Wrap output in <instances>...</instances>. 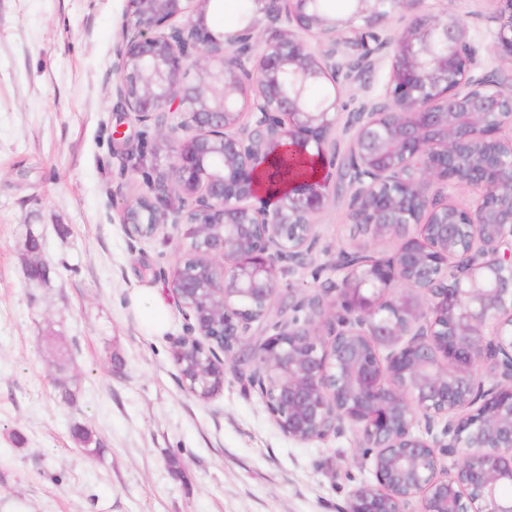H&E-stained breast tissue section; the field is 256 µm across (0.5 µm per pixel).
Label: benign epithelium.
Segmentation results:
<instances>
[{"mask_svg":"<svg viewBox=\"0 0 512 512\" xmlns=\"http://www.w3.org/2000/svg\"><path fill=\"white\" fill-rule=\"evenodd\" d=\"M208 2L127 0L116 63L121 111L170 160L122 224L139 240L172 224L187 243L167 278L190 320L172 351L187 390L222 391L229 357L288 438L355 430L376 484L353 489L345 512L415 500L419 512H512V83L486 71L457 14L426 0H351L343 17L318 0H254L263 20L217 35ZM499 2L488 32L512 63V0ZM344 45L360 54L344 60ZM386 49L385 95L345 125L349 221L368 243L340 253V280L293 292L255 339L336 192L340 89ZM324 81L333 92L307 106ZM285 140L325 167L273 207L256 178L279 181L269 159ZM463 185L481 190L472 208L451 198ZM173 187L179 204L164 209ZM385 238L391 253L370 255Z\"/></svg>","mask_w":512,"mask_h":512,"instance_id":"obj_1","label":"benign epithelium"}]
</instances>
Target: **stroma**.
Listing matches in <instances>:
<instances>
[{
  "label": "stroma",
  "mask_w": 512,
  "mask_h": 512,
  "mask_svg": "<svg viewBox=\"0 0 512 512\" xmlns=\"http://www.w3.org/2000/svg\"><path fill=\"white\" fill-rule=\"evenodd\" d=\"M126 6L0 0V512H343L374 480L354 431L301 443L247 377L225 370L208 399L181 382L172 346L187 320L165 278L186 246L173 226L135 240L121 222L165 172L140 155L138 125L117 110ZM426 6L456 11L485 68L512 72L484 22L499 0ZM389 73L388 54L376 55L363 85L345 88L341 112L361 93L382 95ZM347 214L342 190L292 287L341 277L339 252L365 242ZM34 257L50 266L48 281L27 278ZM156 294L169 318L149 334L131 300ZM64 383L74 403L62 400ZM76 423L95 431L98 455L75 442Z\"/></svg>",
  "instance_id": "35a3bbf8"
}]
</instances>
